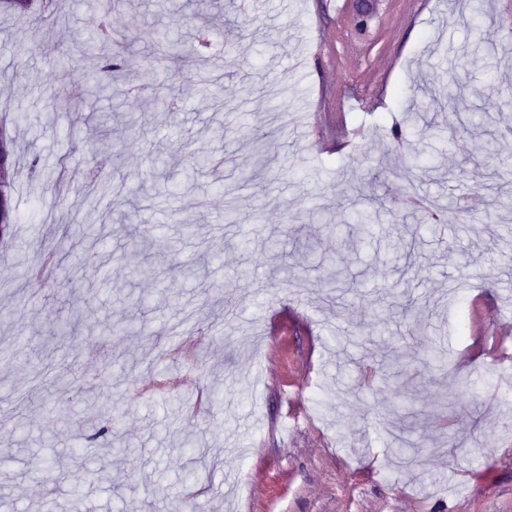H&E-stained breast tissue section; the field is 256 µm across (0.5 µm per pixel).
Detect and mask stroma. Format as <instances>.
<instances>
[{
    "instance_id": "1",
    "label": "stroma",
    "mask_w": 512,
    "mask_h": 512,
    "mask_svg": "<svg viewBox=\"0 0 512 512\" xmlns=\"http://www.w3.org/2000/svg\"><path fill=\"white\" fill-rule=\"evenodd\" d=\"M477 23L452 21L454 0H375L368 34L355 32V0H117L116 30L132 36L125 93L96 100L84 80L61 82L56 62L93 64L88 35L104 0H70L42 23L0 13V126L22 158L15 168L17 219L0 241V348L26 337L17 359H0V512H512V361L473 352L474 335L512 340V180L477 189L493 166L494 139L512 130V0H486ZM167 28L208 47L189 70L160 73L151 36ZM204 96L176 109L154 100L186 79ZM451 83L465 107L453 131L409 128L397 154L426 166L421 194L465 207L463 227L402 221L404 181L376 186L391 203L357 249L343 241L361 207L351 170L376 169L387 133L419 85ZM95 113L107 133L70 125L56 97ZM381 96L372 116L353 99ZM263 133L262 179L239 189V221L225 226L216 182L237 187L244 156ZM219 168L182 174L186 153ZM38 156L37 173L27 161ZM97 157L124 192L93 200L111 212L112 236L77 244L64 266L49 263L54 227L82 219L85 161ZM168 160L171 179L154 159ZM153 215L148 236L119 221L132 207ZM324 207L311 267L293 214ZM281 232L279 265L263 249ZM251 278H234L241 265ZM196 267L201 286L181 267ZM341 269L355 290L343 310L320 276ZM134 279H125L126 271ZM97 273L94 285L73 272ZM141 294L165 295L145 312L143 334L113 340L81 333L46 343L43 331L67 308L93 309L100 324L122 320ZM386 319L390 344L370 338ZM406 355L383 381L389 346ZM444 370L427 367L429 347ZM114 353L126 370L97 385L93 406L46 392ZM108 427L129 451L71 450ZM195 445L184 450L185 432ZM57 445L43 448V434ZM427 441L395 453L397 437Z\"/></svg>"
}]
</instances>
